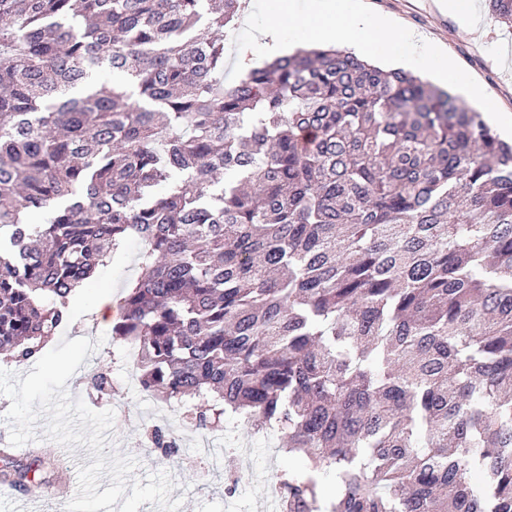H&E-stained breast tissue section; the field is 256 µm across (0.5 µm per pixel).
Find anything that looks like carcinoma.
<instances>
[{
  "label": "carcinoma",
  "instance_id": "obj_1",
  "mask_svg": "<svg viewBox=\"0 0 512 512\" xmlns=\"http://www.w3.org/2000/svg\"><path fill=\"white\" fill-rule=\"evenodd\" d=\"M245 8L0 0V357L134 237L112 336L197 426L283 433L279 512H512V143L346 50L225 82Z\"/></svg>",
  "mask_w": 512,
  "mask_h": 512
}]
</instances>
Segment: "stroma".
I'll use <instances>...</instances> for the list:
<instances>
[{
  "label": "stroma",
  "mask_w": 512,
  "mask_h": 512,
  "mask_svg": "<svg viewBox=\"0 0 512 512\" xmlns=\"http://www.w3.org/2000/svg\"><path fill=\"white\" fill-rule=\"evenodd\" d=\"M371 8L423 31L449 57L487 88L492 100L512 114V29L498 22L485 28L482 38L461 29L454 18L433 14L420 0H368ZM139 241L126 242L100 266L94 284L75 299L71 320L59 329L67 339L87 338L97 347L87 355L78 371L67 381L72 398L83 399L93 410H114L115 421L106 431L104 456L118 454L136 460L126 492L114 505L115 512H252L264 469L301 471L305 461L282 449L278 430L257 431L238 415L230 416L221 433L223 440L250 448L251 460L224 456L220 467L201 461L196 445L197 431L187 425L180 409L144 393L137 381L133 360L123 342L112 340L110 327L100 326L97 302L104 293L120 297L127 283L139 272ZM107 374L111 392L93 388V372ZM151 425L172 431L180 446L172 453L149 447L144 432ZM37 441L12 448L20 465L42 459V477L61 503L76 494L78 470L92 463L88 447L67 449L45 439V423L37 421ZM238 474L239 485L227 493L225 477Z\"/></svg>",
  "instance_id": "35a3bbf8"
}]
</instances>
